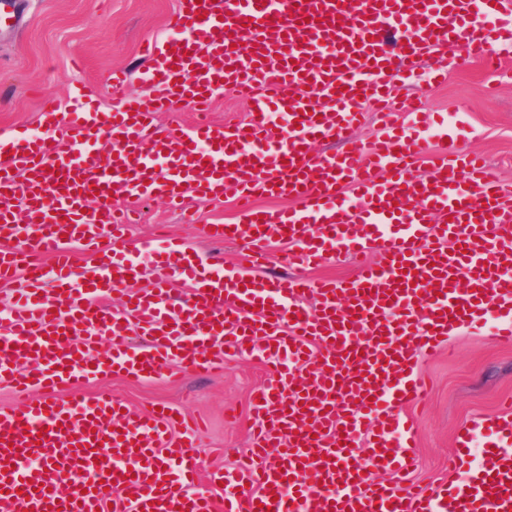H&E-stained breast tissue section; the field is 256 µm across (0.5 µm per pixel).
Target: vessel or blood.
<instances>
[{
  "label": "vessel or blood",
  "instance_id": "vessel-or-blood-1",
  "mask_svg": "<svg viewBox=\"0 0 512 512\" xmlns=\"http://www.w3.org/2000/svg\"><path fill=\"white\" fill-rule=\"evenodd\" d=\"M505 37L512 0H178L169 34L142 46L150 95L123 94L116 70L109 111L77 89L68 111L43 106V137L1 138L0 238L21 247L0 249V282L24 286L0 323V384L41 396L0 411V512H215L191 489L193 441L172 440L174 409L63 390L105 370L141 381L172 360L208 375L232 355L260 358L271 378L251 399L252 462L213 475L234 489L224 512H512V402L459 430L458 457L485 463L454 484L375 478L415 464L400 410L427 393L421 359L463 327L512 341V190L479 156L429 153L419 110L403 108L373 142L349 134L366 103L386 101L438 49L485 57ZM227 86L250 100L246 120H211ZM182 105L192 124L157 136L159 114ZM319 141L343 148L312 155ZM154 196L178 209L233 199L240 222L209 234L250 247L248 267L177 266L187 249L172 241L102 250L104 235H123L121 202ZM263 197L291 206L265 210ZM274 235L292 245L290 272L269 279L259 270ZM72 242L95 276L78 272ZM337 249L355 275L310 280L305 267ZM146 257L185 278L188 295L175 300L162 279L140 288ZM107 290L120 310L102 304ZM306 294L316 310L300 305ZM51 467L77 475L68 493Z\"/></svg>",
  "mask_w": 512,
  "mask_h": 512
}]
</instances>
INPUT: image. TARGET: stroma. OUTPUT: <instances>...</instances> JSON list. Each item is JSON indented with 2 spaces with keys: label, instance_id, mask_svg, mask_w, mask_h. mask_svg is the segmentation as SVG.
I'll return each instance as SVG.
<instances>
[{
  "label": "stroma",
  "instance_id": "35a3bbf8",
  "mask_svg": "<svg viewBox=\"0 0 512 512\" xmlns=\"http://www.w3.org/2000/svg\"><path fill=\"white\" fill-rule=\"evenodd\" d=\"M24 21L12 31H0V135L17 128L39 133L44 100L67 106L70 89H92L91 105L108 111L107 78L119 68L128 75L127 93L143 94L139 79L145 67L140 53L144 40L166 35L177 11V0H22ZM497 65L455 51L448 55V79L430 84L427 71L410 82L397 83L395 96L420 98L429 112L431 149L447 142L464 151L484 154L504 186L512 189V44L496 45ZM451 126V139L438 130ZM197 214L183 223L163 200L135 201L127 237L132 242L153 240L158 230L182 241L203 263L243 264L248 250L220 243L204 233L207 224H230L239 214L229 201L187 200ZM419 369L432 383L425 405L405 409L417 433L419 459L416 480L442 483L461 478L452 463L456 431L478 417L498 413L501 401L512 397V343L497 339L489 328H465L449 336L445 350L422 360ZM268 376L259 359L230 357L223 373L198 375L169 363L165 375L130 382L104 372L83 382L88 395L112 393L138 410L167 403L185 410L201 423L193 453L198 463L197 488H210L214 469H232L246 461L249 433L255 420L249 411L251 392Z\"/></svg>",
  "mask_w": 512,
  "mask_h": 512
}]
</instances>
